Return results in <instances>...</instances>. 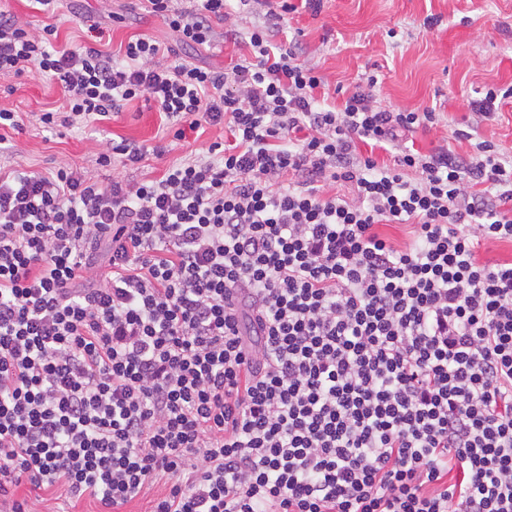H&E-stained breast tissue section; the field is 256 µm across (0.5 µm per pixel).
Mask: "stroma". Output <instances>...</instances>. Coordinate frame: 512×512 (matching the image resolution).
I'll use <instances>...</instances> for the list:
<instances>
[{"instance_id":"obj_1","label":"stroma","mask_w":512,"mask_h":512,"mask_svg":"<svg viewBox=\"0 0 512 512\" xmlns=\"http://www.w3.org/2000/svg\"><path fill=\"white\" fill-rule=\"evenodd\" d=\"M0 5L34 27L56 25L60 43L72 46L90 41L92 21L104 31L101 48L113 53L137 35L174 42L139 0H59L51 14L34 10L31 0H0ZM113 11L122 14V21L110 19ZM288 28L298 34L304 58L324 77L328 104H341L346 94L369 86L374 76L373 105L438 112L437 127L414 137L419 151L445 145L464 153L482 140L512 149V98L490 121L472 108L486 88H512V0H323L318 14L304 8L289 14ZM62 102L60 89L47 76L0 75V108L18 112L24 123L23 132L6 131L0 142V170L45 171L65 163L107 183L112 169L95 162L103 141L164 140L168 151L162 158L124 170L125 179L139 181L160 176L168 165L188 158L193 147L224 139L223 127L208 126L196 144L175 140L158 112L137 100L109 121L82 124L61 135L43 131L39 113ZM16 495L28 500L32 512L49 506L57 512L63 507L69 512L97 510L92 500L72 502L60 489L45 492L25 483Z\"/></svg>"}]
</instances>
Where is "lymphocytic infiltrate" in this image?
<instances>
[{"mask_svg":"<svg viewBox=\"0 0 512 512\" xmlns=\"http://www.w3.org/2000/svg\"><path fill=\"white\" fill-rule=\"evenodd\" d=\"M148 2L197 48L227 0ZM279 8L227 31L246 52L221 71L143 35L58 48L0 9V74L64 94L46 131L141 100L174 139L227 134L148 180L0 175V512H31L25 482L100 512L159 484L151 512H512V262L478 258L512 242V156L421 153L435 112L367 89L322 107ZM162 154L112 139L97 163Z\"/></svg>","mask_w":512,"mask_h":512,"instance_id":"lymphocytic-infiltrate-1","label":"lymphocytic infiltrate"}]
</instances>
